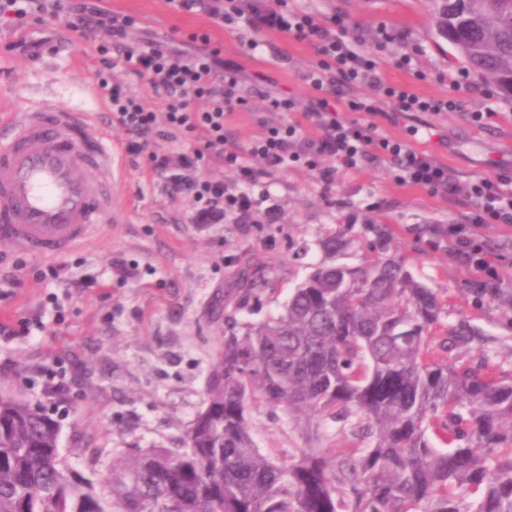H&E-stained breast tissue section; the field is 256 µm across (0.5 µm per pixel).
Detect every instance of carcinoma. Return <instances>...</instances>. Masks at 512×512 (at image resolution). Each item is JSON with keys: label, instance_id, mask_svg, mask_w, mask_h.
I'll return each mask as SVG.
<instances>
[{"label": "carcinoma", "instance_id": "cac0c4a2", "mask_svg": "<svg viewBox=\"0 0 512 512\" xmlns=\"http://www.w3.org/2000/svg\"><path fill=\"white\" fill-rule=\"evenodd\" d=\"M454 51L512 101V0H462ZM323 264L283 310L230 333L179 448L94 480L45 410L0 393V512H512V376L443 321L437 294L379 258L336 281ZM296 426L336 420L341 448L257 447L256 397Z\"/></svg>", "mask_w": 512, "mask_h": 512}]
</instances>
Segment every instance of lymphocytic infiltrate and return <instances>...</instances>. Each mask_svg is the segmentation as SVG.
Returning a JSON list of instances; mask_svg holds the SVG:
<instances>
[{"mask_svg": "<svg viewBox=\"0 0 512 512\" xmlns=\"http://www.w3.org/2000/svg\"><path fill=\"white\" fill-rule=\"evenodd\" d=\"M177 7L203 15L211 28H265L311 46L317 60L307 80L316 95L303 114V123L265 124L263 134L246 151L228 144L224 121L244 102L242 76L236 65L225 63L221 46L213 42L209 30L189 33L177 44L164 45L151 38L134 42L130 34L137 27L136 17L108 9L104 0H0V20H21L37 12L64 13L68 27L83 37L103 34L97 51L106 65L122 66L164 95L165 110L159 113L146 108L121 83L105 76L98 81V91L110 105L112 125L126 137L128 154H147L151 169L164 177L170 194L191 201L195 223L247 224L252 219L256 201L250 191L225 195L223 179L209 173L215 164L244 172L254 187L269 171L301 161L329 189L336 181L337 168L351 170L367 162H385L392 165L402 183L432 195L466 198L471 208L466 223L448 225L445 232L480 286H496L500 260L480 231L495 224H512V179L497 174L458 184L450 178L446 165L414 147V140L421 136L418 126H406L404 136L395 138L382 134L377 124L381 117L395 122L415 112H466L459 95L462 72L449 73L447 96L424 97L387 83L381 76L377 53L405 41V33L398 29L379 27L376 50L371 53L338 14L322 16L299 7L262 9L252 0H177ZM357 85L375 89L383 99L379 105L370 98L349 102L351 111L372 115V122L365 125L339 116L340 91ZM198 99L205 101V108L195 107ZM466 114L478 125L498 116L491 107ZM180 133L194 134L197 146L179 152L145 153L150 141L168 140ZM249 155L262 160V167L246 165Z\"/></svg>", "mask_w": 512, "mask_h": 512, "instance_id": "lymphocytic-infiltrate-1", "label": "lymphocytic infiltrate"}]
</instances>
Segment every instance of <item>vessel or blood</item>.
Returning <instances> with one entry per match:
<instances>
[{
  "label": "vessel or blood",
  "instance_id": "obj_1",
  "mask_svg": "<svg viewBox=\"0 0 512 512\" xmlns=\"http://www.w3.org/2000/svg\"><path fill=\"white\" fill-rule=\"evenodd\" d=\"M112 137L46 99L0 126V238L28 254L61 258L111 223Z\"/></svg>",
  "mask_w": 512,
  "mask_h": 512
}]
</instances>
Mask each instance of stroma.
Listing matches in <instances>:
<instances>
[{"label": "stroma", "instance_id": "1", "mask_svg": "<svg viewBox=\"0 0 512 512\" xmlns=\"http://www.w3.org/2000/svg\"><path fill=\"white\" fill-rule=\"evenodd\" d=\"M324 14L338 12L373 45L379 26L405 31V45L384 53L381 73L425 96L448 92L441 75L461 69L434 24L435 0H299ZM109 9L134 15L140 32L167 43L173 33L210 28L201 15L178 10L175 0H106ZM224 58L240 67L245 108L224 124L229 143L248 149L262 122H294L298 112L267 111L266 97L287 94L307 105L315 92L306 74L313 49L277 31L210 28ZM44 40L38 58L15 51V43ZM419 46L416 71L395 68L405 46ZM282 54L268 66L272 53ZM103 63L92 40L44 16L16 28L0 22V115L53 95L89 115L93 126L111 130L112 114L98 95ZM465 112L425 115L429 129L417 141L465 183L491 174V162L512 177V101L470 77ZM495 105L500 118L472 125L467 112ZM266 204L251 224H196L189 199L171 196L147 155H123L114 194L121 213L87 245L61 258H39L0 240V279L15 276L12 295L0 297V391H10L53 414L61 452L85 475L103 476L113 459L131 448H177L206 395L210 366L228 330L277 315L312 271L329 258L358 267L376 257L405 262L415 281L442 299L453 323L473 331L462 361L489 356L512 373V229L490 227L483 235L502 254L495 295L480 294L472 272L455 257L439 228L462 224L464 197L448 199L398 182L388 165L367 163L341 170L331 192L300 164L264 179ZM336 240L328 255L323 244ZM121 260L129 269L119 277ZM64 383L48 391L50 380ZM250 425L257 447L287 452L306 447L281 408L255 401Z\"/></svg>", "mask_w": 512, "mask_h": 512}]
</instances>
